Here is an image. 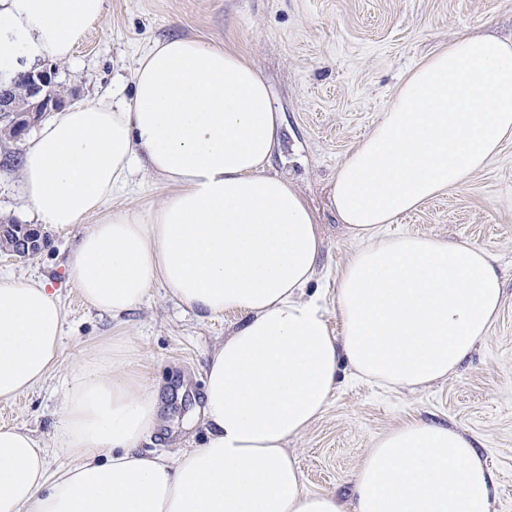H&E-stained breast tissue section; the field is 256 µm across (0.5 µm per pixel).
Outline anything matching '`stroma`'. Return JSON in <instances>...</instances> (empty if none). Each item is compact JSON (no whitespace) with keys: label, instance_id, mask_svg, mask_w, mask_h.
<instances>
[{"label":"stroma","instance_id":"stroma-1","mask_svg":"<svg viewBox=\"0 0 512 512\" xmlns=\"http://www.w3.org/2000/svg\"><path fill=\"white\" fill-rule=\"evenodd\" d=\"M463 32L512 40V0H105L103 20L88 28L71 61L57 64L56 81L76 107L111 93L115 83L130 84L138 59L159 41L197 38L244 55L265 75L283 116L272 169L293 181L322 232L314 285L332 289L357 247L330 204L338 165L388 109L408 70ZM38 130L34 123L21 139L0 137L2 221H28L18 168ZM385 230L471 241L494 256L504 301L490 338L454 375L415 390L341 374L324 413L288 450L309 491L344 496L375 436L410 418L443 422L477 437L497 476L490 512H512V139L490 167ZM41 233L47 244L35 255L0 256V277L45 279L58 291L64 362L90 344L132 337L161 404V425L141 442L143 453L173 457L199 445L206 435L204 369L235 316L200 317L159 286L120 317L97 311L68 277L76 229ZM61 395L57 371L32 391L0 402V426L24 427L53 442Z\"/></svg>","mask_w":512,"mask_h":512}]
</instances>
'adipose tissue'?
Here are the masks:
<instances>
[{
	"label": "adipose tissue",
	"mask_w": 512,
	"mask_h": 512,
	"mask_svg": "<svg viewBox=\"0 0 512 512\" xmlns=\"http://www.w3.org/2000/svg\"><path fill=\"white\" fill-rule=\"evenodd\" d=\"M105 0H0V77L71 58ZM130 97L53 113L21 158L31 220L80 226L67 266L83 300L120 316L162 285L199 315H239L204 379L206 438L139 452L158 420L131 337L62 360L63 310L45 281H0V401L65 367L54 444L0 427V512H490L495 476L472 438L413 418L374 438L350 495L306 489L288 443L323 413L340 370L388 389L457 372L503 300L492 254L384 234L486 169L512 138V42L463 34L411 68L336 171L332 204L362 245L332 296L310 291L322 237L269 174L282 124L254 64L191 38L156 43ZM156 204L111 206L133 169ZM104 211L99 223L92 213ZM68 457L50 471L52 453Z\"/></svg>",
	"instance_id": "adipose-tissue-1"
}]
</instances>
